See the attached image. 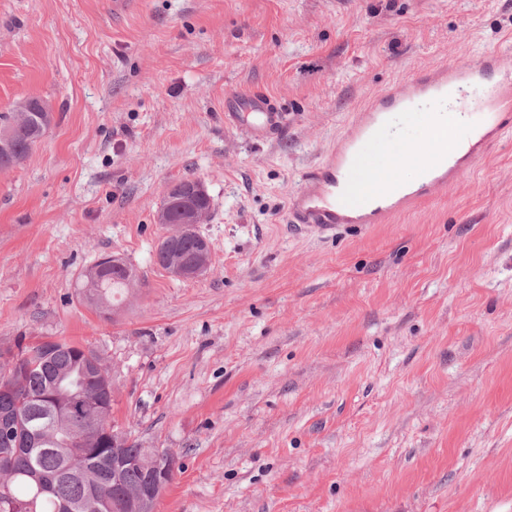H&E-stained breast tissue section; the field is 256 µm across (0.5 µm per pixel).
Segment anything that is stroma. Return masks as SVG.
<instances>
[{"mask_svg":"<svg viewBox=\"0 0 512 512\" xmlns=\"http://www.w3.org/2000/svg\"><path fill=\"white\" fill-rule=\"evenodd\" d=\"M509 36L512 0H0V113H54L0 172V346L101 357L112 423L176 458L155 512H512V132L390 223L288 215L368 97ZM253 92L278 139L225 127ZM186 178L201 280L154 261ZM105 254L142 275L111 315ZM192 180L195 179H184L176 184ZM206 200H209V203L203 206ZM181 203V220H174V217L179 218L174 203L169 207L171 212L167 208H162L157 213V223L163 224L167 228V232L160 240V244L164 245L168 255L165 268L162 269L167 274L183 280L203 279L211 272L213 255L208 239L199 232L198 227L200 224H207L212 209V200L204 184L195 180L183 188ZM187 230L196 232L200 237V242L191 259L182 255L178 248V244L186 235ZM129 265L130 264L125 259L117 255L101 258L98 264L92 267L87 273V284L85 288L93 289L88 294H85L86 303L96 310H99V305L104 302L111 304L116 294L124 290H129L128 284L130 281H134V283L138 285L140 276L137 270L132 266L129 269V273L111 270L106 275L111 267L113 270H117ZM98 286L99 288H97Z\"/></svg>","mask_w":512,"mask_h":512,"instance_id":"1","label":"stroma"}]
</instances>
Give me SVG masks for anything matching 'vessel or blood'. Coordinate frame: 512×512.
I'll return each instance as SVG.
<instances>
[{
  "mask_svg": "<svg viewBox=\"0 0 512 512\" xmlns=\"http://www.w3.org/2000/svg\"><path fill=\"white\" fill-rule=\"evenodd\" d=\"M510 56L512 43L506 42L468 60L420 69L370 98L337 146L303 174L291 196L292 223L320 236H332L347 224L389 223L417 204L447 192L512 131V68L505 64ZM435 102L447 103L450 118L475 113L479 119L467 126L451 147L429 139L416 144L411 152L414 181L390 178L370 195H355L353 186L378 166V144L392 114ZM224 123L247 129L256 140L268 141L283 130L285 114L259 95L232 97L224 102Z\"/></svg>",
  "mask_w": 512,
  "mask_h": 512,
  "instance_id": "1",
  "label": "vessel or blood"
}]
</instances>
